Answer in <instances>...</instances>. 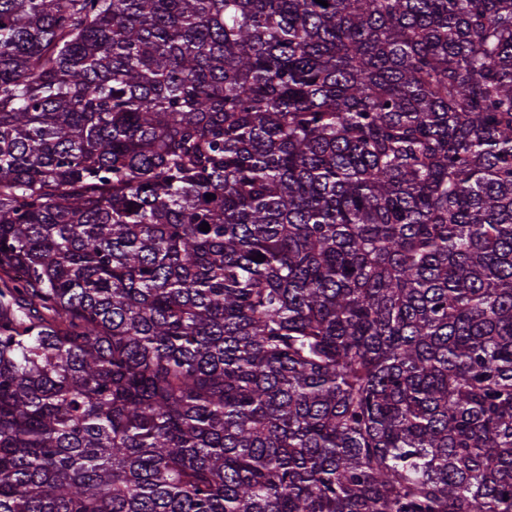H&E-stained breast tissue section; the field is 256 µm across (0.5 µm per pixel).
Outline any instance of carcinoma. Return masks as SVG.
I'll use <instances>...</instances> for the list:
<instances>
[{"label": "carcinoma", "mask_w": 512, "mask_h": 512, "mask_svg": "<svg viewBox=\"0 0 512 512\" xmlns=\"http://www.w3.org/2000/svg\"><path fill=\"white\" fill-rule=\"evenodd\" d=\"M327 3L0 0V512H512V0Z\"/></svg>", "instance_id": "carcinoma-1"}]
</instances>
